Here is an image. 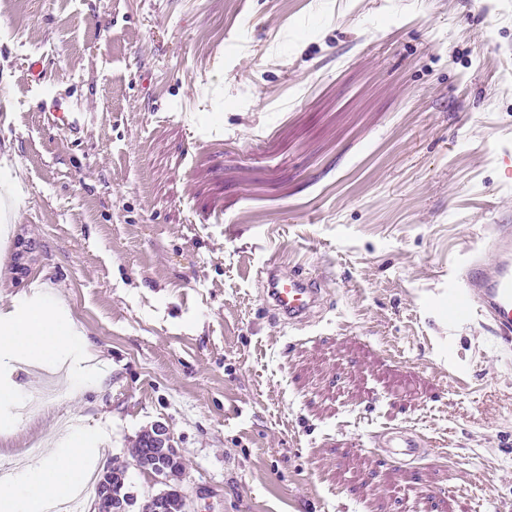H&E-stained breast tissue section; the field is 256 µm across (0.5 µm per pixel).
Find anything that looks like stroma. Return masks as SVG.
Instances as JSON below:
<instances>
[{
  "mask_svg": "<svg viewBox=\"0 0 512 512\" xmlns=\"http://www.w3.org/2000/svg\"><path fill=\"white\" fill-rule=\"evenodd\" d=\"M1 157L0 316L62 308L100 371L0 403V458L65 418L143 498L162 424L188 512H512V350L448 300L512 225V0H0ZM43 106L48 110V112H42L44 117L51 121L61 120L62 129L67 133H79L88 126L90 112H78L61 97L54 96L45 101ZM266 301L283 324L297 326L308 322L321 298V289L309 277L295 269L278 265L264 268ZM378 447L382 454L390 459L407 461L424 454L427 450L423 440L410 432L391 429L379 437Z\"/></svg>",
  "mask_w": 512,
  "mask_h": 512,
  "instance_id": "obj_1",
  "label": "stroma"
}]
</instances>
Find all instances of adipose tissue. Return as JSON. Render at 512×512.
Masks as SVG:
<instances>
[{
    "mask_svg": "<svg viewBox=\"0 0 512 512\" xmlns=\"http://www.w3.org/2000/svg\"><path fill=\"white\" fill-rule=\"evenodd\" d=\"M57 310L36 305L17 313L0 330V357L27 358L51 363L61 355L79 358L84 341L78 335L57 332ZM79 448H57L44 462L21 469L12 483L0 487V512H43L47 503L70 495L82 477Z\"/></svg>",
    "mask_w": 512,
    "mask_h": 512,
    "instance_id": "ef3b65f1",
    "label": "adipose tissue"
}]
</instances>
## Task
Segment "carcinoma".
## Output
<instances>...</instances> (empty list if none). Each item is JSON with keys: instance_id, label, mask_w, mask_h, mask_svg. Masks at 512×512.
Masks as SVG:
<instances>
[{"instance_id": "obj_1", "label": "carcinoma", "mask_w": 512, "mask_h": 512, "mask_svg": "<svg viewBox=\"0 0 512 512\" xmlns=\"http://www.w3.org/2000/svg\"><path fill=\"white\" fill-rule=\"evenodd\" d=\"M154 435L153 431L140 434L131 448V456L136 462L149 464L153 472L164 477L163 489L149 497V500L161 504L164 512H185L186 503L184 497L179 493L177 484L183 469L180 458L172 448L168 449L166 453L158 448L155 445ZM126 480L125 468L110 469L106 481L112 486V502L102 500L99 512H110L112 508L138 504L137 496L129 491Z\"/></svg>"}]
</instances>
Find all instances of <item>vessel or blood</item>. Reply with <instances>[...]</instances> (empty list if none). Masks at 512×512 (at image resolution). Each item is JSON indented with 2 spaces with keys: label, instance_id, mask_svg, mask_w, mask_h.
I'll return each instance as SVG.
<instances>
[{
  "label": "vessel or blood",
  "instance_id": "vessel-or-blood-1",
  "mask_svg": "<svg viewBox=\"0 0 512 512\" xmlns=\"http://www.w3.org/2000/svg\"><path fill=\"white\" fill-rule=\"evenodd\" d=\"M48 120H60L68 133L82 132L88 125L87 113L77 111L60 97L45 101ZM266 301L284 324L297 326L308 322L321 298L316 283L295 269L278 265L265 268ZM463 287L451 292L482 318L502 349H512V226L500 224L485 251L469 254L462 274ZM385 457L404 461L425 452L423 440L408 431L392 429L379 438Z\"/></svg>",
  "mask_w": 512,
  "mask_h": 512
}]
</instances>
